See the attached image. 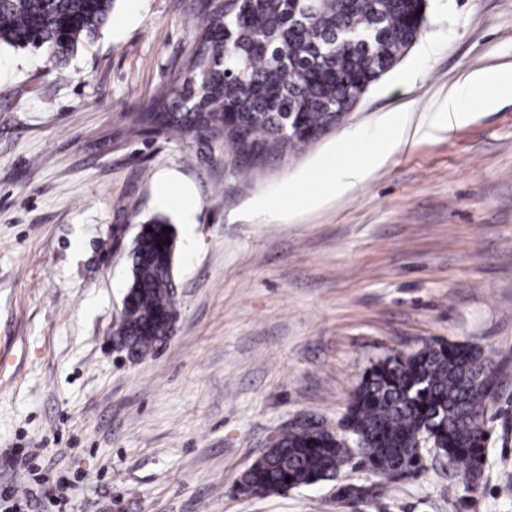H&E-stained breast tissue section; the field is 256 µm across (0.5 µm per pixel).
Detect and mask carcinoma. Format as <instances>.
Segmentation results:
<instances>
[{
    "mask_svg": "<svg viewBox=\"0 0 512 512\" xmlns=\"http://www.w3.org/2000/svg\"><path fill=\"white\" fill-rule=\"evenodd\" d=\"M115 0H0V44L43 50L66 65L79 43L96 37ZM425 0H206L192 50L167 91L133 120V131L224 142L242 167L285 156L338 124V111L391 71L426 22ZM168 222L140 225L130 253L121 343L139 356L158 348L177 319L176 236ZM152 231H147V228ZM492 360L466 343L426 345L373 363L353 390L344 428L361 441L357 458L344 436L292 429L243 473L240 486L263 493L337 478L352 461L397 483L427 466L433 448L463 492L478 488L481 440L496 402L478 382ZM291 482H285L286 477Z\"/></svg>",
    "mask_w": 512,
    "mask_h": 512,
    "instance_id": "carcinoma-1",
    "label": "carcinoma"
}]
</instances>
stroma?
<instances>
[{
    "label": "stroma",
    "instance_id": "1",
    "mask_svg": "<svg viewBox=\"0 0 512 512\" xmlns=\"http://www.w3.org/2000/svg\"><path fill=\"white\" fill-rule=\"evenodd\" d=\"M199 0H115L64 72L0 46V483L29 448L65 512H512V95L448 92L474 70H512V0H428L427 24L343 122L294 154L236 169L220 141L127 129L185 61ZM492 108H483L485 99ZM399 146L344 194L391 121ZM197 201L193 236L156 180ZM177 238L178 321L129 357L112 334L139 224ZM436 340L499 367L477 493L441 468L371 497L336 481L246 496L242 473L309 419L343 433L362 373ZM377 485V484H376ZM367 167L359 164H350L341 167L334 173V179L331 182L333 191H345L362 181L367 173Z\"/></svg>",
    "mask_w": 512,
    "mask_h": 512
}]
</instances>
